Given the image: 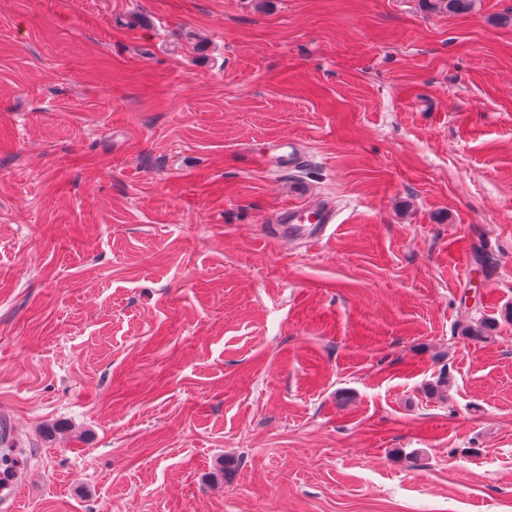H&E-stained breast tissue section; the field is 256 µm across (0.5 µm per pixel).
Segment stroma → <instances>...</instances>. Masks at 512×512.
Returning a JSON list of instances; mask_svg holds the SVG:
<instances>
[{"mask_svg":"<svg viewBox=\"0 0 512 512\" xmlns=\"http://www.w3.org/2000/svg\"><path fill=\"white\" fill-rule=\"evenodd\" d=\"M511 308L512 0H0L24 512H512ZM333 219L334 214L324 207L307 210L304 205H290L281 211V222L284 224L273 225V229L279 235L288 234L290 230L306 235L310 242H317L324 236ZM495 324V319L492 317L482 318L480 321L462 328L460 334L467 340L486 342L492 338Z\"/></svg>","mask_w":512,"mask_h":512,"instance_id":"1","label":"stroma"}]
</instances>
